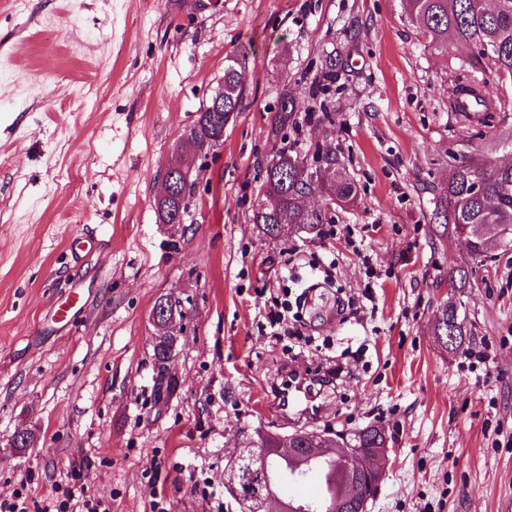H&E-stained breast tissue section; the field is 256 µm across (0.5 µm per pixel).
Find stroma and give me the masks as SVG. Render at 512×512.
<instances>
[{"mask_svg":"<svg viewBox=\"0 0 512 512\" xmlns=\"http://www.w3.org/2000/svg\"><path fill=\"white\" fill-rule=\"evenodd\" d=\"M337 52L330 110L309 111ZM232 54L242 107L186 156L184 223H160L162 172ZM485 68L428 46L401 0H0V495L43 512L79 485L112 512H238L224 468L246 437L374 424L390 452L370 512H512V250L475 259L430 221L450 155L512 162V112L484 126L449 109L456 78ZM285 93L300 110L279 130ZM283 148L351 176L353 204L307 199L335 234L252 223ZM82 232L99 247L77 264ZM461 270L470 341L453 352L432 324ZM162 295L187 315L159 400ZM338 367L318 416L273 407L286 375ZM21 431L33 446H11Z\"/></svg>","mask_w":512,"mask_h":512,"instance_id":"stroma-1","label":"stroma"}]
</instances>
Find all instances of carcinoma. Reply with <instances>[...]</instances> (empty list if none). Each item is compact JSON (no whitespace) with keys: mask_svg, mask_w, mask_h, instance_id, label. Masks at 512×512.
I'll use <instances>...</instances> for the list:
<instances>
[{"mask_svg":"<svg viewBox=\"0 0 512 512\" xmlns=\"http://www.w3.org/2000/svg\"><path fill=\"white\" fill-rule=\"evenodd\" d=\"M405 11L418 31L428 40L432 48L446 52L448 47L461 45L470 48L474 58L484 60L497 78L512 79V0H493L492 5L485 0H403ZM244 56L231 55L224 61V119L240 110L243 99V86L239 75ZM473 95L469 108L480 112L491 124L495 114L508 112L512 107L491 98L488 82H483V90L466 88L460 83L450 93L453 111H459L458 95L463 91ZM297 110L295 101L283 95L279 101L273 122L275 127L288 125V120ZM219 143L214 125L211 123L209 108L198 112L197 117L182 135L171 157V164L181 162L182 155L188 152L207 151ZM280 168L288 171V179L266 172L263 184L252 208V221L262 226L269 236L278 237L285 232H306L317 229L322 222L319 217L298 203L300 195L317 187L336 196L339 203L349 204L355 199L354 184L343 170H336L323 184H314L310 165L298 154L285 150L277 154ZM184 204V197L178 195L156 203L160 221L171 223V216ZM433 215L440 219L436 235L446 238L469 233L471 251L476 256H484L489 250L500 246L511 247L512 235L498 237L497 227L512 226V164L491 165L470 159L463 155L453 157L449 164L448 182L434 199ZM441 335H448L450 321H458L456 335L465 336L463 318L455 313L457 305L446 301L441 305ZM180 330L172 327L156 338L153 346L154 362L159 369L155 381L156 391L176 388L177 381L160 372L162 363L171 355ZM355 444L364 448H383L386 440L372 426L353 433Z\"/></svg>","mask_w":512,"mask_h":512,"instance_id":"obj_1","label":"carcinoma"}]
</instances>
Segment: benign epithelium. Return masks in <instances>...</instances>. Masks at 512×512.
I'll return each instance as SVG.
<instances>
[{
    "instance_id": "1",
    "label": "benign epithelium",
    "mask_w": 512,
    "mask_h": 512,
    "mask_svg": "<svg viewBox=\"0 0 512 512\" xmlns=\"http://www.w3.org/2000/svg\"><path fill=\"white\" fill-rule=\"evenodd\" d=\"M310 435L313 447L304 449L309 455L333 452L343 464L344 472H363L369 476L365 485L344 482L345 501L355 512H368L389 463L388 449L357 448L344 433L330 430H295L282 435L260 432L257 437L234 449L224 470V487L237 502L240 512H288V500L272 490L270 465L277 456H288L296 449L293 440Z\"/></svg>"
}]
</instances>
